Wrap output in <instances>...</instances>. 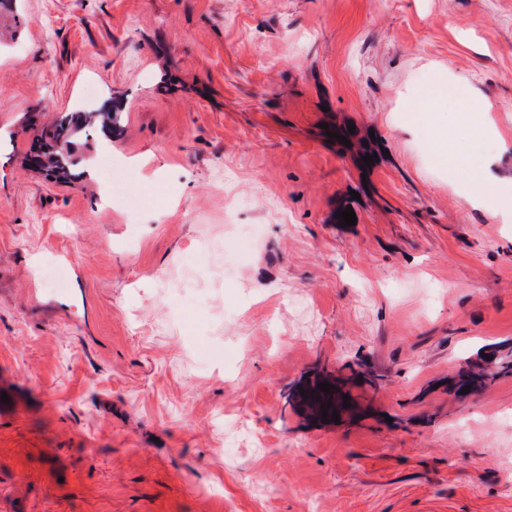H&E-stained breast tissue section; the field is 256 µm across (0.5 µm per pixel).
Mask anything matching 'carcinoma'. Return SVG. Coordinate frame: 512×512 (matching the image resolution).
<instances>
[{"mask_svg": "<svg viewBox=\"0 0 512 512\" xmlns=\"http://www.w3.org/2000/svg\"><path fill=\"white\" fill-rule=\"evenodd\" d=\"M114 120L115 117L110 110L79 112L75 116L59 118L37 135L35 146L29 156L30 164L57 179L67 178L80 162L71 148L73 135L81 130L110 128ZM324 382L334 385V388L327 393L322 392L318 386ZM305 393L307 398L303 399V402L312 414L320 417L323 406L327 408L329 415L336 411V396L341 394V389L336 386V381L323 378L306 387Z\"/></svg>", "mask_w": 512, "mask_h": 512, "instance_id": "obj_1", "label": "carcinoma"}]
</instances>
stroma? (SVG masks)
<instances>
[{"instance_id": "obj_1", "label": "stroma", "mask_w": 512, "mask_h": 512, "mask_svg": "<svg viewBox=\"0 0 512 512\" xmlns=\"http://www.w3.org/2000/svg\"><path fill=\"white\" fill-rule=\"evenodd\" d=\"M437 80L494 128L487 206L402 128ZM105 106L73 178L27 166ZM506 209L512 0H5L0 512H512ZM324 370L336 424L288 397ZM115 117L110 110L78 112L75 116H63L50 127L43 128L28 160L30 164L57 179H65L80 159L71 148L73 135L81 130L112 128Z\"/></svg>"}]
</instances>
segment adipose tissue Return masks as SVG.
<instances>
[{"instance_id": "adipose-tissue-1", "label": "adipose tissue", "mask_w": 512, "mask_h": 512, "mask_svg": "<svg viewBox=\"0 0 512 512\" xmlns=\"http://www.w3.org/2000/svg\"><path fill=\"white\" fill-rule=\"evenodd\" d=\"M487 132L484 126L471 127L462 144L449 142L447 133H437L430 144V150L438 162L463 173V191L477 206L485 203L483 187L490 177L491 156L480 147V141Z\"/></svg>"}]
</instances>
